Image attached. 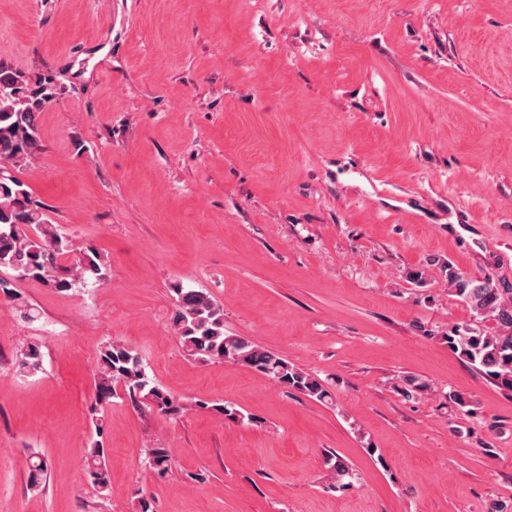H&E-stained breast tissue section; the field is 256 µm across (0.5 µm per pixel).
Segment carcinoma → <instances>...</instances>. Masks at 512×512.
I'll list each match as a JSON object with an SVG mask.
<instances>
[{"instance_id":"1","label":"carcinoma","mask_w":512,"mask_h":512,"mask_svg":"<svg viewBox=\"0 0 512 512\" xmlns=\"http://www.w3.org/2000/svg\"><path fill=\"white\" fill-rule=\"evenodd\" d=\"M59 91L60 85L50 73L32 75L0 62V268L11 270L14 281L34 279L57 292H68L103 284L109 276L107 264L95 248L78 246L54 224L43 205L14 175L42 150L41 118ZM427 265L476 318L494 323L490 332L469 324H454L442 337L443 342L501 390L512 393V284L467 276L437 257L429 259ZM14 281L0 278V292L8 299L17 297ZM172 291L171 322L186 356L202 362L242 365L287 391L319 402L329 399L324 382L316 376L251 339L224 334V310L210 293L180 284ZM15 363L24 373L42 370L41 345L26 342L19 346ZM94 385L97 405L103 399L112 400L117 394L115 386L120 385L132 406L141 411L175 418L188 410L187 404L152 382L139 353L121 342L111 341L100 349ZM94 425L97 440L88 449L86 470L104 500L109 475L101 441L103 417L96 418ZM146 458L148 466L161 475L174 464L169 448H149ZM327 465L337 482L353 478L351 466L341 457L330 455ZM47 472V460L31 456L29 487H40Z\"/></svg>"}]
</instances>
